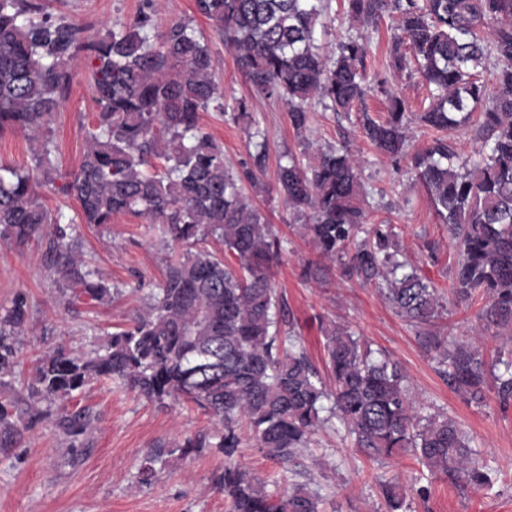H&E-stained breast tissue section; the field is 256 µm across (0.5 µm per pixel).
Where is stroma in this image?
<instances>
[{"label":"stroma","instance_id":"35a3bbf8","mask_svg":"<svg viewBox=\"0 0 512 512\" xmlns=\"http://www.w3.org/2000/svg\"><path fill=\"white\" fill-rule=\"evenodd\" d=\"M329 4L324 25L316 30L323 54L333 55L340 41L362 34L368 72L384 70L395 15H385L377 30H365L347 15L343 0ZM138 7L139 0H49L51 12L88 26L95 36L130 21ZM173 17L192 20L208 38L215 81L225 103L244 97L251 104L249 122L213 110L200 115L204 131L223 145L227 164L236 172L249 164L252 127H259L267 138L261 185L245 186L244 192L282 240L274 286L314 363L324 359L320 320L348 326L373 350L402 366L418 406L428 413H446L464 426L491 472L492 487L478 493L460 487L448 476L430 473L407 453L385 460L369 458L341 428L321 430L317 446L289 465L266 458L254 443L244 442L240 463L270 490L309 484L321 496L322 512H385L379 483L386 479L403 487L410 512H512V403L501 404L493 386L479 405L452 390L421 347L418 328L397 316L375 286L338 278L322 287L301 277L303 263L314 250L291 229L293 213L277 190L278 165L289 152L300 157L309 147L346 143L360 164L370 223L395 224L400 254L439 290L446 311L433 330L459 341L478 323V305H455L448 293L457 253L425 189L406 167H395L362 135L363 116L378 120L386 114V96L371 92L365 111L347 115L311 103L310 127L304 136H296L282 105L253 92L233 52L197 13L194 0H164L160 22ZM71 68L72 87L52 132L55 154L66 172L79 166L86 133L97 119L84 58L74 60ZM45 202L64 220L73 221V238L114 294L106 303L69 304L44 258L42 243L20 246L0 239V310L9 308L21 293L29 306L20 345L23 370L9 391L15 398L25 397L24 385L37 359L47 352L61 346L91 350L124 326L143 308L146 294L157 288L173 253L142 218L121 215L111 224L97 226L80 222L73 196L49 191ZM74 401L92 415L87 433L74 437L54 423L37 420L12 446L0 447V512H230L231 503L217 485L224 472L223 454L215 448L189 455L176 451L185 439L215 430L201 409L186 403L162 407L110 381L88 385ZM159 450L168 454L166 465L150 480H142L144 458ZM423 486L429 488V497L418 495Z\"/></svg>","mask_w":512,"mask_h":512}]
</instances>
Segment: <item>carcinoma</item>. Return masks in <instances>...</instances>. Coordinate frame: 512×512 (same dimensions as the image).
I'll list each match as a JSON object with an SVG mask.
<instances>
[{
	"label": "carcinoma",
	"mask_w": 512,
	"mask_h": 512,
	"mask_svg": "<svg viewBox=\"0 0 512 512\" xmlns=\"http://www.w3.org/2000/svg\"><path fill=\"white\" fill-rule=\"evenodd\" d=\"M351 18L367 27L397 14L388 69L415 65L428 90L420 120L444 133L411 150L409 104L387 89L386 76L367 78V46L349 37L329 63L316 44L322 0H196L258 95L283 103L299 134L306 104L318 98L336 112L363 106L374 89L388 97L385 119L364 118V137L384 156L408 167L427 191L455 241L451 289L456 300L484 298L480 328L466 341L427 331L422 347L435 353L451 388L484 402L488 374L499 396L512 398V360L488 362L486 334H512V0H345ZM160 0H140L134 18L92 38L87 28L48 11L47 0H0V138L22 134L33 145L27 170L0 164V239L45 246V258L70 299L103 303L110 288L70 242L71 223L48 209L43 190L56 185L76 198L87 224H110L130 213L186 250L166 265L163 280L128 327L91 353L63 347L45 354L27 387V409L59 405L57 424L71 435L91 425L85 408L69 409L75 393L111 380L160 404L188 402L206 411L222 432L199 435L182 454L204 448L224 453L220 482L232 512H319L307 483L267 490L237 457L241 429L264 455L281 464L311 447L313 436L337 420L357 447L375 458L407 452L430 472L476 490L490 486L470 437L454 419L422 414L408 377L388 355L348 330L323 326L326 386L293 321L282 315L273 270L281 240L240 183L263 172L267 144L255 143L251 167L240 176L224 150L199 126V114L224 111L210 47L191 23L159 27ZM87 59L98 108L79 167L63 175L53 159L52 130L67 99L69 64ZM496 62L492 84L483 72ZM476 125L481 147L460 154L453 133ZM164 160L151 170V159ZM280 195L293 209L292 229L311 242L316 258L302 277L321 283L340 277L372 283L409 324L429 325L444 304L437 288L409 269L395 247L392 224H369L362 206L356 156L344 145L304 164L293 154L279 164ZM224 243L220 255L202 246ZM329 261L333 267L324 265ZM27 319L25 296L0 314V390L17 366L14 336ZM28 427L0 400V439ZM388 512H404L405 494L381 484Z\"/></svg>",
	"instance_id": "cac0c4a2"
}]
</instances>
